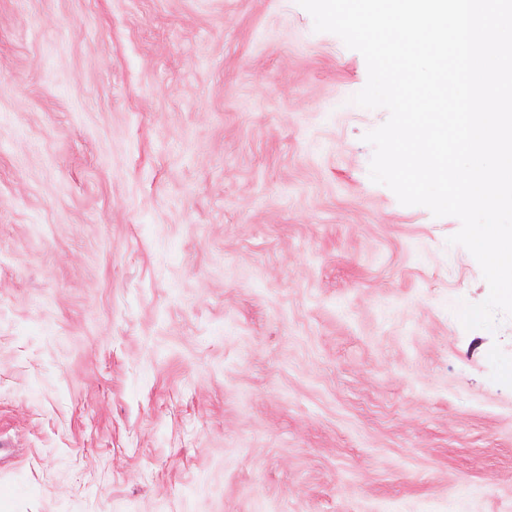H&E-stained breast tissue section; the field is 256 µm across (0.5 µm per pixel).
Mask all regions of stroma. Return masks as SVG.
Instances as JSON below:
<instances>
[{
    "label": "stroma",
    "mask_w": 512,
    "mask_h": 512,
    "mask_svg": "<svg viewBox=\"0 0 512 512\" xmlns=\"http://www.w3.org/2000/svg\"><path fill=\"white\" fill-rule=\"evenodd\" d=\"M366 82L296 0H0V512H512V318Z\"/></svg>",
    "instance_id": "stroma-1"
}]
</instances>
